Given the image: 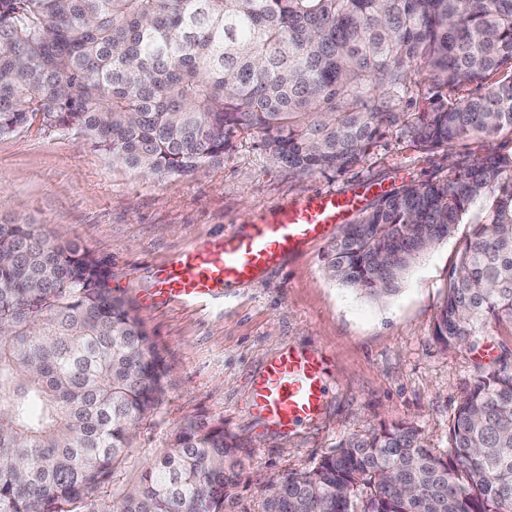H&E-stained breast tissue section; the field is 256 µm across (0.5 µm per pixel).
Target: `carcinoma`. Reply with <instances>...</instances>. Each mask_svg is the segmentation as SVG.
I'll use <instances>...</instances> for the list:
<instances>
[{"label":"carcinoma","instance_id":"carcinoma-1","mask_svg":"<svg viewBox=\"0 0 512 512\" xmlns=\"http://www.w3.org/2000/svg\"><path fill=\"white\" fill-rule=\"evenodd\" d=\"M143 174L194 175L239 132L298 177L394 128L434 149L512 137V0H0V136L33 124ZM471 223L434 336L512 326V153L383 192L336 237L332 281L374 300ZM112 262L0 224V512H77L157 409L166 368ZM448 453L400 420L265 487L262 512H512V364L480 372ZM224 421L189 419L114 512H229Z\"/></svg>","mask_w":512,"mask_h":512}]
</instances>
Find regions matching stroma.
Returning a JSON list of instances; mask_svg holds the SVG:
<instances>
[{
	"mask_svg": "<svg viewBox=\"0 0 512 512\" xmlns=\"http://www.w3.org/2000/svg\"><path fill=\"white\" fill-rule=\"evenodd\" d=\"M505 139L425 150L393 132L343 174L297 179L271 165L256 135L236 136L224 159L200 174L142 176L90 146L32 126L0 136V223H29L64 234L112 262V287L143 322L166 365L164 393L139 426L128 458L78 512L118 500L166 448L186 419H220L241 444L244 464L235 512H261L262 474L285 477L313 467L348 437L408 419L436 453L478 367L512 360V328L444 347L434 324L470 227L458 225L406 273L385 302L330 281L331 240L305 246L256 280L204 303L148 307L154 270L188 245L218 238L255 214L323 190L371 203L406 182L448 173L449 156L506 148ZM288 349L322 353L330 364L320 414L288 435L264 429L246 408L251 382Z\"/></svg>",
	"mask_w": 512,
	"mask_h": 512,
	"instance_id": "obj_1",
	"label": "stroma"
}]
</instances>
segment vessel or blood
<instances>
[{"instance_id":"b4317fda","label":"vessel or blood","mask_w":512,"mask_h":512,"mask_svg":"<svg viewBox=\"0 0 512 512\" xmlns=\"http://www.w3.org/2000/svg\"><path fill=\"white\" fill-rule=\"evenodd\" d=\"M362 207L358 196L335 191L273 206L252 217L244 230L185 247L160 266L143 302L160 307L172 299L187 302L220 296L224 289L256 279L304 246L328 237ZM328 364L317 352L288 350L269 361L251 386L247 409L265 426L290 433L313 419L325 396Z\"/></svg>"}]
</instances>
